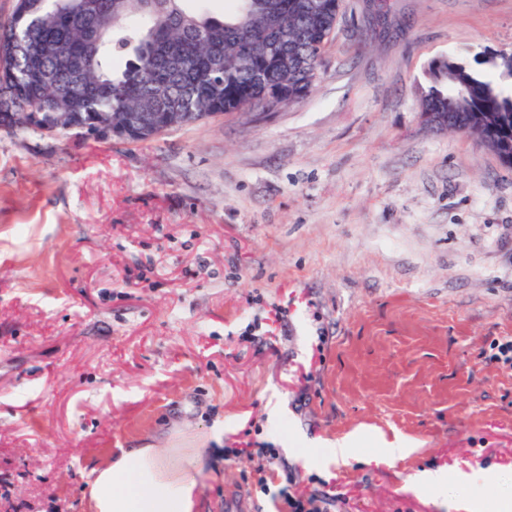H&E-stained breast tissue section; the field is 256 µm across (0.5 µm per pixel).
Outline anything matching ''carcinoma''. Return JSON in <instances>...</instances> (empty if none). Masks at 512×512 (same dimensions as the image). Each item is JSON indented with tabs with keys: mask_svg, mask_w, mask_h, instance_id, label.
Listing matches in <instances>:
<instances>
[{
	"mask_svg": "<svg viewBox=\"0 0 512 512\" xmlns=\"http://www.w3.org/2000/svg\"><path fill=\"white\" fill-rule=\"evenodd\" d=\"M187 0H103L96 20L98 35L76 80L70 62L49 52L68 39L81 48L83 19L71 0H16L12 20L0 29V123L9 126L8 112L37 105V130L56 135L55 113L65 111L59 94L74 99L75 131L94 133L112 117L132 107L147 112H235L266 106L255 93V72L266 67L276 51L288 66L271 71L270 79L286 85L296 100L316 86L322 56L331 41L333 12L304 13L310 0H229L221 18L189 11ZM131 48L124 68L112 66L114 52ZM44 53L43 68L51 81L27 77L34 52ZM224 57V95L215 103L207 95L213 75L207 59ZM448 72L430 71L432 85L422 102L471 134L480 129L497 140L512 141V57L483 71L447 58Z\"/></svg>",
	"mask_w": 512,
	"mask_h": 512,
	"instance_id": "obj_1",
	"label": "carcinoma"
}]
</instances>
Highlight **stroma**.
<instances>
[{"mask_svg": "<svg viewBox=\"0 0 512 512\" xmlns=\"http://www.w3.org/2000/svg\"><path fill=\"white\" fill-rule=\"evenodd\" d=\"M510 50L512 0H347L303 101L146 142L0 129V512H83L117 449L218 422L198 512H273L262 477L337 482L328 512H493L512 168L421 101L432 61Z\"/></svg>", "mask_w": 512, "mask_h": 512, "instance_id": "obj_1", "label": "stroma"}]
</instances>
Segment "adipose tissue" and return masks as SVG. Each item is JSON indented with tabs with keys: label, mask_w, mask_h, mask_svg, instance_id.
Instances as JSON below:
<instances>
[{
	"label": "adipose tissue",
	"mask_w": 512,
	"mask_h": 512,
	"mask_svg": "<svg viewBox=\"0 0 512 512\" xmlns=\"http://www.w3.org/2000/svg\"><path fill=\"white\" fill-rule=\"evenodd\" d=\"M209 460L205 446L122 448L91 469L87 512H195Z\"/></svg>",
	"instance_id": "1"
}]
</instances>
